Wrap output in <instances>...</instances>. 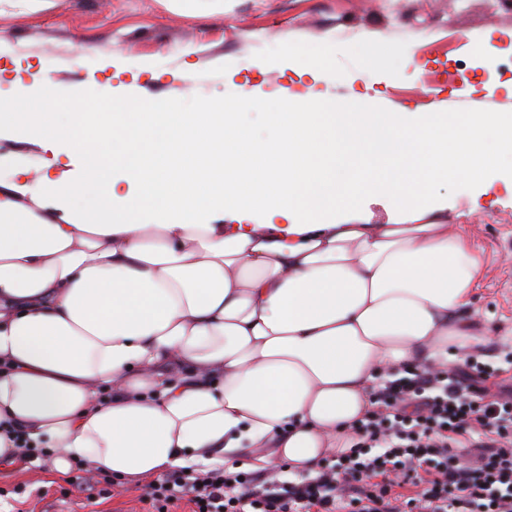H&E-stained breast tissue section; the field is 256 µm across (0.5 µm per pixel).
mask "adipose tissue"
I'll return each instance as SVG.
<instances>
[{
	"mask_svg": "<svg viewBox=\"0 0 512 512\" xmlns=\"http://www.w3.org/2000/svg\"><path fill=\"white\" fill-rule=\"evenodd\" d=\"M204 112H99L82 135L37 100L0 134L65 143L69 174L0 184V461L8 431L135 485L214 460L314 472L350 446L383 371L489 334L464 225L421 223L432 184L512 155L511 112H349L286 91ZM120 168L130 184L119 194ZM380 191L396 224L330 213ZM230 213L234 230L208 215Z\"/></svg>",
	"mask_w": 512,
	"mask_h": 512,
	"instance_id": "ef3b65f1",
	"label": "adipose tissue"
}]
</instances>
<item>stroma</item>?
<instances>
[{"label": "stroma", "mask_w": 512, "mask_h": 512, "mask_svg": "<svg viewBox=\"0 0 512 512\" xmlns=\"http://www.w3.org/2000/svg\"><path fill=\"white\" fill-rule=\"evenodd\" d=\"M460 25L455 0H420L417 10L393 15L379 0H227L215 9L198 0L177 10L168 0H47L29 11L0 6V67L33 64L22 84L54 89L49 111L70 128L87 113L141 111L151 99L173 101L183 112L202 111L226 96L251 95L275 111L295 74L289 47L328 44L334 76L319 84L326 98L359 112H511L512 18L488 23L471 5ZM388 41L399 56L383 71L366 67L354 43ZM125 70L100 69L110 55ZM425 70L414 75V63ZM194 64L190 79L173 72ZM159 79H151V72ZM19 84V85H22ZM19 85L0 83V99H17ZM440 207L428 221L463 224L483 250L487 268L473 306L491 335L483 360L501 368L512 361V164L501 162L481 185L441 181L430 188ZM52 455L0 465V512H151L145 486L123 485L106 472L95 487L68 476L50 477Z\"/></svg>", "instance_id": "1"}]
</instances>
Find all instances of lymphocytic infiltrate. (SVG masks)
I'll return each mask as SVG.
<instances>
[{"mask_svg":"<svg viewBox=\"0 0 512 512\" xmlns=\"http://www.w3.org/2000/svg\"><path fill=\"white\" fill-rule=\"evenodd\" d=\"M472 353L384 379L349 450L299 483L211 468L150 484L154 512H512V389Z\"/></svg>","mask_w":512,"mask_h":512,"instance_id":"1","label":"lymphocytic infiltrate"}]
</instances>
